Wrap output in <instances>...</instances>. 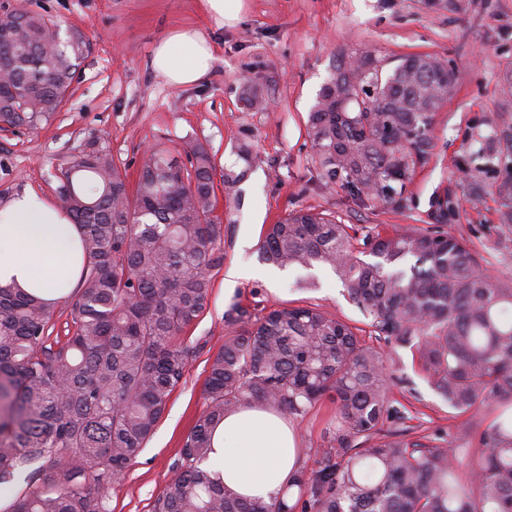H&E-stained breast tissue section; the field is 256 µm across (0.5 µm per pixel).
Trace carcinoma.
Listing matches in <instances>:
<instances>
[{"label": "carcinoma", "mask_w": 512, "mask_h": 512, "mask_svg": "<svg viewBox=\"0 0 512 512\" xmlns=\"http://www.w3.org/2000/svg\"><path fill=\"white\" fill-rule=\"evenodd\" d=\"M56 24L19 9L0 13V117L36 128L62 108L82 35L56 42ZM336 66L308 115L312 157L326 188L356 205L399 204L432 150L431 129L455 85L426 54L385 69L373 52ZM512 164V115L495 132ZM189 164L162 147L144 153L135 183L110 148L93 143L60 172V208L81 230L88 262L70 298L72 333L49 342L55 306L0 286V486L3 512H110L107 489L153 436L197 352L182 334L208 309L224 265L209 145ZM512 224V177L497 183ZM299 209L269 225L260 259L285 271L327 267L367 319L363 329L317 305L231 303L224 345L209 363L206 409L181 448V466L152 512H512V278L479 269L461 237L441 230L366 233ZM417 357L430 387L470 424L466 462L443 442L410 443L385 425L393 377L381 349ZM327 399L330 448L300 467L271 502L243 499L200 467L224 414L257 403L304 417ZM464 475H459V470Z\"/></svg>", "instance_id": "cac0c4a2"}]
</instances>
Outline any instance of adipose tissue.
Instances as JSON below:
<instances>
[{
    "label": "adipose tissue",
    "mask_w": 512,
    "mask_h": 512,
    "mask_svg": "<svg viewBox=\"0 0 512 512\" xmlns=\"http://www.w3.org/2000/svg\"><path fill=\"white\" fill-rule=\"evenodd\" d=\"M214 61L198 30L184 29L159 43L151 65L173 86L197 83ZM79 233L51 200L25 191L0 206V285L45 299L74 290L84 259ZM296 435L286 417L252 404L225 414L211 437L210 465L226 487L244 498L273 500L301 463Z\"/></svg>",
    "instance_id": "obj_1"
}]
</instances>
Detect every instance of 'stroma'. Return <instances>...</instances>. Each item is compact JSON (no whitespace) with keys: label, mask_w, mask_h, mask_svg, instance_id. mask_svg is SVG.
<instances>
[{"label":"stroma","mask_w":512,"mask_h":512,"mask_svg":"<svg viewBox=\"0 0 512 512\" xmlns=\"http://www.w3.org/2000/svg\"><path fill=\"white\" fill-rule=\"evenodd\" d=\"M21 6L81 31L90 49L48 125L0 130V204L25 190L56 199L61 169L103 135L132 178L146 148L159 145L179 155L194 139L208 143L217 174L238 175L230 189L217 191L225 268L213 276L208 311L185 333L198 351L155 434L112 484L110 512H151L173 477L182 442L206 407L208 360L224 343V312L232 301L312 303L359 319L327 269L315 270L313 288L296 287L294 271L272 280L258 274L226 281L224 271L233 266L263 269L258 248L266 229L289 212L326 211L360 235L439 226L469 241L484 273L512 276V225L502 222L505 207L496 192L506 171L500 164L481 170L499 113H512V0H243L237 20L221 26L203 0H0V11ZM187 28L209 39L215 61L199 82L174 87L150 60L160 42ZM368 50L391 67L405 55L433 54L455 72V89L435 115L432 153L400 208L358 206L342 189L325 188L305 134L335 66ZM254 96L262 108L250 106ZM244 142L253 150L249 164L237 156ZM465 164L474 172L463 181L459 168ZM445 196L455 206L447 220L437 210ZM386 361L399 376L390 398L408 409L407 440L428 446L441 437L466 449L472 439L465 420L493 419L485 408L466 415L448 408L410 351L387 354ZM334 413L326 401L292 419L299 446L309 451L305 465L327 448L324 431Z\"/></svg>","instance_id":"obj_1"}]
</instances>
